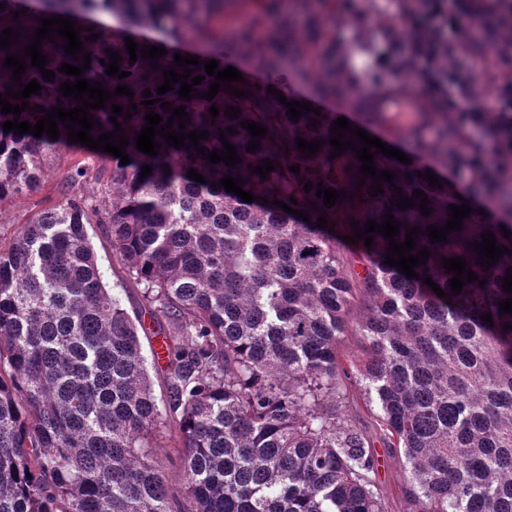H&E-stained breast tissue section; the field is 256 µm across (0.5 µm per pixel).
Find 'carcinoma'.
Listing matches in <instances>:
<instances>
[{
    "instance_id": "obj_1",
    "label": "carcinoma",
    "mask_w": 512,
    "mask_h": 512,
    "mask_svg": "<svg viewBox=\"0 0 512 512\" xmlns=\"http://www.w3.org/2000/svg\"><path fill=\"white\" fill-rule=\"evenodd\" d=\"M24 2L0 0V31L20 34L0 49V93L33 79L41 86L20 120L34 124L57 105L78 106L59 91L76 77L58 67L83 65L84 52L74 59L61 38L42 41L52 82L28 66L17 84L4 64L31 44L25 35H33L38 19L51 15L73 17L83 38L99 35L83 41L91 62L82 78L111 92L120 84L133 90L132 99L117 95L90 111L101 123L92 136L114 130L112 104L127 111L134 102L137 109L128 120L117 118L129 137L130 163L106 153L111 166L85 163L72 170L61 200L0 246V512H390L366 428L347 412L353 384L377 404L384 447L405 460L403 512H512V329L504 330L512 313L499 309L512 298L502 287L512 253L486 268L474 251L487 230L511 250L512 237H503L492 208L485 216L471 209L463 229L445 242L431 243L426 232L430 225L444 227L450 205L474 194L512 211V0H399L401 17L413 24L402 30L392 22L378 41L368 33L364 0H329L348 13L376 56L378 66L368 74L348 67L345 42L323 32L310 0H294L306 14L307 41L297 50L293 79L318 78L317 94L360 110L358 127L387 119L365 86L380 84L396 95L409 75L424 91L402 136L433 165L375 155L376 169L397 174L393 183L400 187L395 193L386 181L377 195L370 193V178L357 186L362 162L355 151L328 159L331 125L342 113L305 112L294 122L286 104L250 81L231 82L244 98L221 90L208 101L202 92L215 77L196 68L187 82L205 77L197 85L201 94L185 101L178 83L156 92L163 71L183 73L173 66V52L157 61L139 53L129 64L125 38L153 44L130 29L146 25L180 43L222 11L224 0H38L35 15L13 19ZM473 15L478 27L448 33V21ZM102 16L121 20L129 31H104L96 22ZM264 24L255 15L239 38L249 47L250 68L269 75L290 102L278 59L255 36ZM279 29V42L293 48L290 15L279 16ZM108 49L122 56L120 69L129 76L107 75L100 60L111 62ZM478 74L494 91L492 101L479 106ZM146 89L161 101L141 104ZM163 102L186 106L183 133L208 131L200 145L209 152L223 149L219 130L235 129L227 140L242 162L212 164L190 141L177 149L158 135L157 156L136 149L145 114L158 113L166 126L172 112ZM37 104L43 109L33 110ZM230 106L241 115L226 117ZM244 120L268 128L254 152L247 151L253 136L242 128ZM473 127L482 129L494 163L471 140ZM58 128L53 140L0 127V201L36 189L45 163L77 146L64 125ZM298 137L321 140L319 152L306 157ZM267 158L274 170L264 180L248 166ZM145 164L152 170L143 178ZM293 165L300 172H291ZM191 168L206 182L188 178ZM428 171L443 186L429 185ZM226 175L243 180L242 189L261 200L246 203L212 186ZM89 178L96 185L92 197L70 192ZM320 183L346 196L328 208L316 196ZM415 189L426 193L430 215L417 206H390ZM276 199L308 211L310 221L273 204ZM389 210L401 222L396 242L422 230L410 254L426 248L431 256L415 266L417 279L384 263L388 240L378 233L369 248L362 239L342 240L355 236L351 223L359 222L362 232L367 220L382 223ZM321 215L333 231L315 225ZM89 224L105 225L127 277L143 286V309L128 311L107 287ZM444 257L466 259L478 280L452 294ZM427 277L447 296L438 297ZM487 312L491 326L481 320ZM350 335L359 337L352 355L340 351L342 337ZM150 366L160 377L158 392ZM168 433L177 442L178 490L153 450L155 437Z\"/></svg>"
}]
</instances>
